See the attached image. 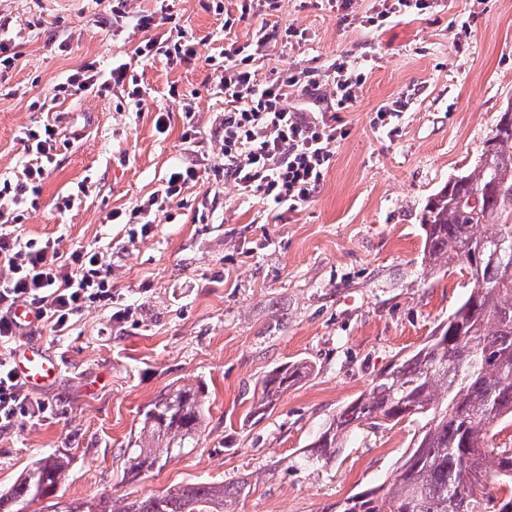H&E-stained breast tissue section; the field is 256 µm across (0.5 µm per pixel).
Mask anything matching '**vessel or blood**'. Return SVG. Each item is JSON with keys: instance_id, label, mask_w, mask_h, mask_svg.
<instances>
[{"instance_id": "1", "label": "vessel or blood", "mask_w": 512, "mask_h": 512, "mask_svg": "<svg viewBox=\"0 0 512 512\" xmlns=\"http://www.w3.org/2000/svg\"><path fill=\"white\" fill-rule=\"evenodd\" d=\"M12 313L26 337L14 355V368L26 387L35 392L47 390L57 380L61 366L48 352L41 341L30 336L29 331L36 323L34 310L27 305H16Z\"/></svg>"}]
</instances>
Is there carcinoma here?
<instances>
[{"label":"carcinoma","mask_w":512,"mask_h":512,"mask_svg":"<svg viewBox=\"0 0 512 512\" xmlns=\"http://www.w3.org/2000/svg\"><path fill=\"white\" fill-rule=\"evenodd\" d=\"M492 144L479 161L448 181L426 203L423 263L432 273L449 264L469 276L471 288L459 306L424 342L373 379L361 393L329 419L298 458L306 466L336 457L342 441L363 421L396 426L422 417L413 448L403 456L382 494L371 489L336 503L334 512H495L501 497L512 503V446L488 438L496 422L512 424V255L492 260L481 247L512 244V106L498 120ZM475 260L471 267L469 260ZM301 367L285 363L265 375L254 422L300 376ZM206 390L172 384L143 411L134 443L126 455L123 480L134 483L199 444L207 427ZM71 457L50 453L22 472L0 493V512H14L18 502L60 492ZM241 488L194 482L166 488L130 501L82 502L50 507L57 512H230Z\"/></svg>","instance_id":"carcinoma-1"}]
</instances>
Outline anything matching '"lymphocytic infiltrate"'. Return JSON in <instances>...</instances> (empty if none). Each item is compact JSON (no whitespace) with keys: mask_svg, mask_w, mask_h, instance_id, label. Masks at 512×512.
<instances>
[{"mask_svg":"<svg viewBox=\"0 0 512 512\" xmlns=\"http://www.w3.org/2000/svg\"><path fill=\"white\" fill-rule=\"evenodd\" d=\"M172 6L162 0L158 15L127 16L124 9H113L118 18H130L133 29L144 32L135 54L143 59L165 57L175 65L194 63L197 50L192 36L185 31L155 35L157 16L172 20ZM282 43L303 41L304 31L259 28L251 43L228 45L223 50L224 65L217 77L224 95V114L218 131L224 145V160L201 168L191 163L173 168L160 187L147 200L126 212H111L112 224H138L150 230L160 214L178 202L188 185L202 181L204 173L224 178L239 194L272 199L293 212L308 202L318 189L334 156L333 148L342 136L336 115L310 114L291 106L293 97L312 94L331 86L337 107L345 108L357 98L365 76L358 67L340 57L326 68L316 66L302 71H272L259 78L256 62L270 39ZM131 77L127 65L112 68L108 76L99 75L95 63H85L79 71L58 85L68 96L102 93L106 88L124 85ZM57 131L47 125L24 134L31 156L21 179L0 181V201H9V209L0 208V222L16 223L18 209L37 192L46 172L44 160L55 141ZM112 277L104 255L98 251L73 250L60 253L54 244L22 239L0 233V430L13 429L25 418L46 412L45 404L31 399L13 370L14 343L20 330L11 317L15 304L34 308L40 326L62 333L74 318L94 303L111 304Z\"/></svg>","mask_w":512,"mask_h":512,"instance_id":"obj_1","label":"lymphocytic infiltrate"}]
</instances>
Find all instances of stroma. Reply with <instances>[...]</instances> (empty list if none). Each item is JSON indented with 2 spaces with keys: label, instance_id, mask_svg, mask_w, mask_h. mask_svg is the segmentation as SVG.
<instances>
[{
  "label": "stroma",
  "instance_id": "1",
  "mask_svg": "<svg viewBox=\"0 0 512 512\" xmlns=\"http://www.w3.org/2000/svg\"><path fill=\"white\" fill-rule=\"evenodd\" d=\"M379 6L353 0L346 14L320 0H282L279 11L255 7L227 33L212 0H175V21L196 39L198 60L172 66L137 58L142 36L113 21L109 0H0L17 53L0 69V178L22 173L23 131H58L36 205L9 230L63 253L103 252L113 294L111 306L84 309L64 335L39 333L62 371L34 396L48 406L44 417L0 431V492L57 450L73 459L65 504L244 479L235 512H326L387 484L417 423H365L327 465L295 460L467 293L459 272L424 269L421 220L427 200L474 164L512 105V0H435L365 28L363 16ZM263 24L307 35L291 48L269 43L263 71L346 55L366 75L355 102L337 112L344 135L311 200L284 212L208 180L185 189L149 235L107 223L112 211L146 200L173 166L196 159L182 140L187 124L200 130L210 159L221 157L214 119L224 95L209 60L225 43H249ZM91 61L104 74L128 64L142 101L119 88L55 97V86ZM397 99L409 108L395 132L374 128L377 108ZM67 195L71 206L58 209ZM115 308L129 317L114 320ZM286 362L310 370L253 423L256 382ZM175 381L206 384L204 436L160 471L123 482L122 451L141 412Z\"/></svg>",
  "mask_w": 512,
  "mask_h": 512
}]
</instances>
